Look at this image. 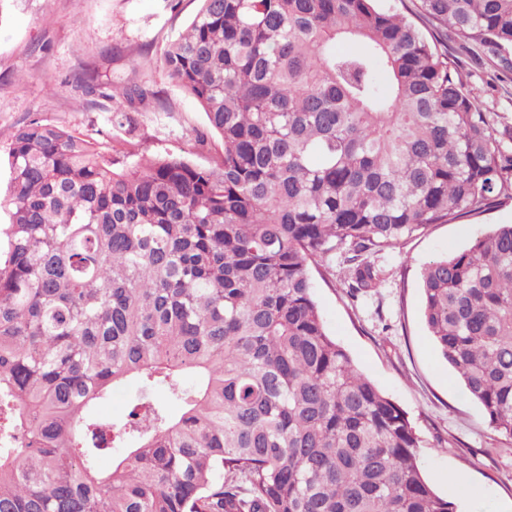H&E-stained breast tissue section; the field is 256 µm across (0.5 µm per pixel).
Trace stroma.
<instances>
[{"mask_svg": "<svg viewBox=\"0 0 512 512\" xmlns=\"http://www.w3.org/2000/svg\"><path fill=\"white\" fill-rule=\"evenodd\" d=\"M199 8L198 0H9L0 15V188L11 174L15 131L39 119L94 139L102 151L135 163L181 155L205 165L222 154L220 136L199 105L171 80L162 54ZM448 51L466 88L497 129H512V73L497 60H475L468 44L448 35ZM146 84L152 95L125 126L107 121V99L86 104L77 81ZM499 224H512V201L455 224H435L377 258L381 284L351 300L342 267L311 268L314 296L330 336L354 364L407 412L424 441L422 472L440 495L448 477L463 476L457 512H512V446L502 445L428 336L421 313L425 264L465 248Z\"/></svg>", "mask_w": 512, "mask_h": 512, "instance_id": "stroma-1", "label": "stroma"}]
</instances>
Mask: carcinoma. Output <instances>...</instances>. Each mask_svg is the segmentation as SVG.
<instances>
[{"instance_id":"carcinoma-1","label":"carcinoma","mask_w":512,"mask_h":512,"mask_svg":"<svg viewBox=\"0 0 512 512\" xmlns=\"http://www.w3.org/2000/svg\"><path fill=\"white\" fill-rule=\"evenodd\" d=\"M200 2L162 65L218 158L125 167L64 127L13 136L0 512H456L405 411L327 332L310 266L338 255L357 298L370 256L512 200L506 135L377 0ZM417 2L512 71V0ZM421 281L433 344L512 442V224Z\"/></svg>"}]
</instances>
